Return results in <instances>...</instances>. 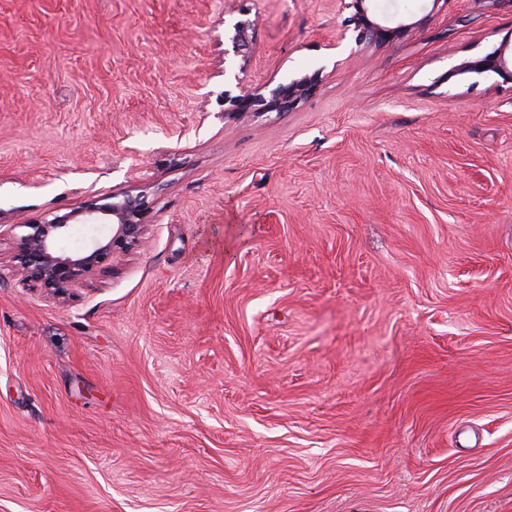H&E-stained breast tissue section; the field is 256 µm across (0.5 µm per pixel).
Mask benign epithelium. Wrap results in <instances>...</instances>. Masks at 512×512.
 I'll return each mask as SVG.
<instances>
[{
  "label": "benign epithelium",
  "mask_w": 512,
  "mask_h": 512,
  "mask_svg": "<svg viewBox=\"0 0 512 512\" xmlns=\"http://www.w3.org/2000/svg\"><path fill=\"white\" fill-rule=\"evenodd\" d=\"M350 10L344 27L354 35L355 44L382 45L414 27L394 16L381 17L376 13L379 0H339ZM234 52L243 59L253 52L252 22L236 21L228 33ZM507 44H501L485 56L457 64L448 77L459 74L493 73L502 82L512 84V56L506 57ZM319 73L300 74L273 88L236 83L237 93L224 91V118L237 120L245 115H265L291 112L318 87ZM149 212L147 196L141 192H124L110 197L88 201L78 210L57 213L51 217L28 218L19 227L12 256L13 269L26 286L36 285L57 297L66 295L104 265L106 258L117 250L127 251L139 245L144 232V221ZM108 226L105 239L92 237L70 253H65L61 242L71 237L74 225Z\"/></svg>",
  "instance_id": "benign-epithelium-1"
}]
</instances>
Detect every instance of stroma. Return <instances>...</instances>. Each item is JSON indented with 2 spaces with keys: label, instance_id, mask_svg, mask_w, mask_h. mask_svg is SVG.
<instances>
[{
  "label": "stroma",
  "instance_id": "35a3bbf8",
  "mask_svg": "<svg viewBox=\"0 0 512 512\" xmlns=\"http://www.w3.org/2000/svg\"><path fill=\"white\" fill-rule=\"evenodd\" d=\"M399 7L337 54V0H0V512H512V85L448 75L512 5ZM144 186L108 273L13 274L11 224ZM252 22L247 19L237 20L228 33V40L232 44L234 52L242 59H246L253 52ZM319 72L297 75L288 81L281 82L263 93L269 84H247L238 78L237 93L224 91V118L237 120L245 115H265L291 112L318 87Z\"/></svg>",
  "mask_w": 512,
  "mask_h": 512
}]
</instances>
